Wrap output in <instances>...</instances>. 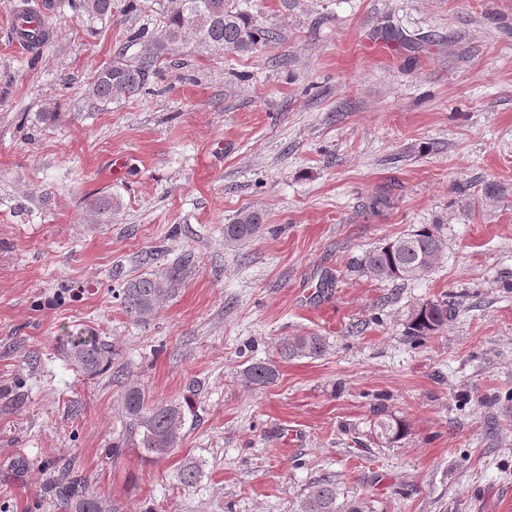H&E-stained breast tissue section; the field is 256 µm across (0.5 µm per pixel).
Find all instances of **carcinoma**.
Segmentation results:
<instances>
[{
  "label": "carcinoma",
  "mask_w": 512,
  "mask_h": 512,
  "mask_svg": "<svg viewBox=\"0 0 512 512\" xmlns=\"http://www.w3.org/2000/svg\"><path fill=\"white\" fill-rule=\"evenodd\" d=\"M62 11L105 16L112 13V0H57ZM160 33L143 26L129 30L126 46L135 49L131 56L118 52L112 63L97 71L89 95L99 103L130 98L150 90L152 79L161 72L168 47L191 37L204 49L251 52L276 40L272 28L258 22L240 0H175V6L164 8L158 18ZM120 201L110 194L88 199V208L104 224L112 223V212ZM263 231V217L257 211L241 212L233 223L224 225V241L237 244ZM448 249V242L437 224L424 225L386 241L370 251L364 259L366 270L373 276L409 281L430 271ZM193 257L159 272L143 273L126 280L112 291L124 312L134 322H152L160 305L175 295L176 287L191 273ZM453 311L447 300L427 301L417 305L409 315L406 335L416 344L431 338L448 322ZM65 357L77 371L96 378L112 367V342L100 336L83 333L70 335ZM326 350V339L317 333L285 338L279 344L282 359L316 358ZM277 378L271 361L252 362L239 373L242 386L261 389ZM126 419L127 440L145 451L165 456L179 446L187 413L182 403L153 402L143 389L128 385L121 395ZM377 435L399 439L404 423L391 416L380 415L374 424ZM49 491L63 512H112L90 489L88 478L70 464L57 470ZM336 476L325 474L315 480L305 494L300 512H363L358 506L339 503Z\"/></svg>",
  "instance_id": "cac0c4a2"
}]
</instances>
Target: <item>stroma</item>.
<instances>
[{
    "label": "stroma",
    "instance_id": "35a3bbf8",
    "mask_svg": "<svg viewBox=\"0 0 512 512\" xmlns=\"http://www.w3.org/2000/svg\"><path fill=\"white\" fill-rule=\"evenodd\" d=\"M126 2L58 15L33 58L0 0V512H56L43 485L67 460L112 512H299L325 474L369 512H512V0H248L278 41L186 40L152 92L104 105L92 73L159 8ZM244 210L265 232L226 244ZM425 224L448 239L432 270L364 271ZM187 251L175 297L133 322L113 287ZM446 296L455 315L411 345V309ZM76 331L111 340V372L72 369ZM312 332L324 356L278 361ZM259 359L278 378L246 389ZM129 384L193 401L168 456L124 445ZM381 410L407 435L377 438ZM88 208L102 222L108 224L112 221V211L119 209L120 201L109 194H100L88 199Z\"/></svg>",
    "mask_w": 512,
    "mask_h": 512
}]
</instances>
